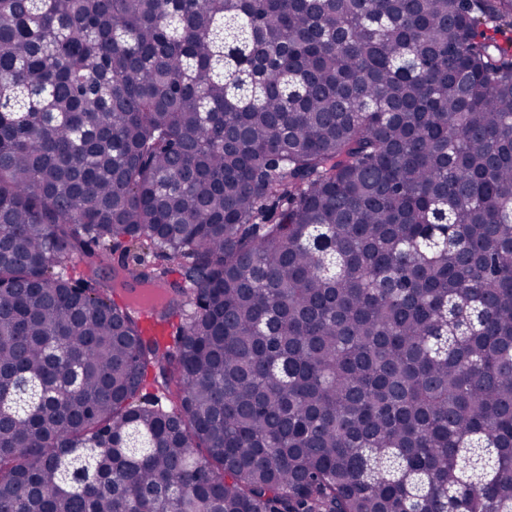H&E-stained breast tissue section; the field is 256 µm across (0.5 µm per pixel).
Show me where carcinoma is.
Here are the masks:
<instances>
[{"mask_svg": "<svg viewBox=\"0 0 512 512\" xmlns=\"http://www.w3.org/2000/svg\"><path fill=\"white\" fill-rule=\"evenodd\" d=\"M0 512H512V0H0Z\"/></svg>", "mask_w": 512, "mask_h": 512, "instance_id": "cac0c4a2", "label": "carcinoma"}]
</instances>
